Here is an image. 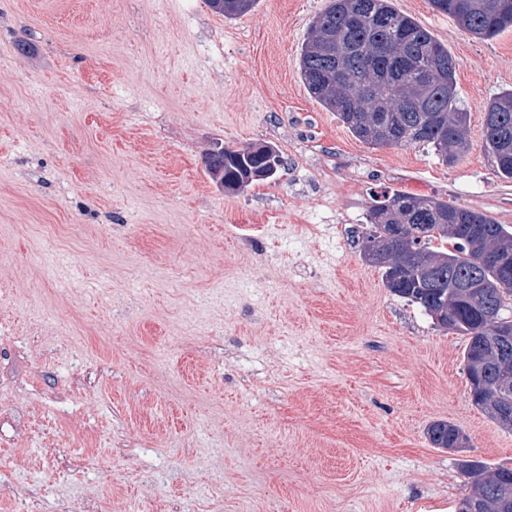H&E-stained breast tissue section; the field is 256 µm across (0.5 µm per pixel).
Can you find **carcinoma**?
Segmentation results:
<instances>
[{"mask_svg":"<svg viewBox=\"0 0 512 512\" xmlns=\"http://www.w3.org/2000/svg\"><path fill=\"white\" fill-rule=\"evenodd\" d=\"M217 14L233 19L252 12L258 0H207ZM479 40L512 30V0H429ZM302 82L316 102L363 143L383 147L423 146L454 164L469 149L470 112L457 92L456 61L448 47L415 18L400 12L394 0H328L312 22L302 45ZM485 147L497 173L512 180V89L495 93L484 105ZM268 157L251 146L216 145L206 158L218 182L251 185L249 172ZM370 229L362 237L364 261L382 270L389 290L418 305L430 318L446 312L439 328L465 338V367L482 372L474 404L493 419L502 408L512 412V376L501 386L495 348L496 329L487 316L512 308V281L491 269L494 257L512 254V226L472 209L431 197L396 191L374 200L367 214ZM385 238L384 258L367 254ZM465 433L437 421L427 437L437 448L457 447ZM478 466L483 478L464 502L477 512H512V468L464 461L463 473Z\"/></svg>","mask_w":512,"mask_h":512,"instance_id":"obj_1","label":"carcinoma"}]
</instances>
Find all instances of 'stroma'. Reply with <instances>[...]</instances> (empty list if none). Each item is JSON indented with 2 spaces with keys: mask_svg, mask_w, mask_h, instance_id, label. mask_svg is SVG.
<instances>
[{
  "mask_svg": "<svg viewBox=\"0 0 512 512\" xmlns=\"http://www.w3.org/2000/svg\"><path fill=\"white\" fill-rule=\"evenodd\" d=\"M326 0H0V512H455L465 460L512 467L464 337L361 255L402 191L512 225L483 106L512 31L394 0L457 61L470 150L374 148L310 97ZM274 146L225 191L214 143ZM447 421L465 448H436ZM207 3L213 12L233 19L252 12L258 0H207ZM458 436L467 439L465 433L460 428L448 422L437 421L432 423L427 429L429 441L437 448H458Z\"/></svg>",
  "mask_w": 512,
  "mask_h": 512,
  "instance_id": "1",
  "label": "stroma"
}]
</instances>
